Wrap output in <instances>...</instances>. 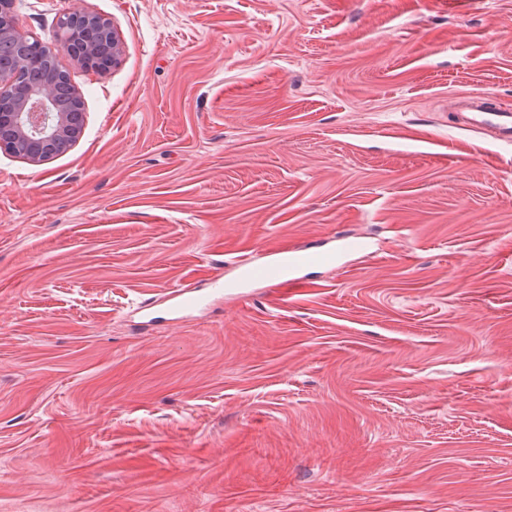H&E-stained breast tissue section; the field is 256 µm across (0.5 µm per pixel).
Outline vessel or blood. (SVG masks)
Instances as JSON below:
<instances>
[{
  "mask_svg": "<svg viewBox=\"0 0 512 512\" xmlns=\"http://www.w3.org/2000/svg\"><path fill=\"white\" fill-rule=\"evenodd\" d=\"M457 104L464 126L490 133L496 141L512 143V109L502 107L489 95H461L457 98ZM335 261L332 252L310 247L281 252L278 257L263 263L244 259L239 264V270L246 281L274 282L293 288L303 285V269L330 265ZM170 298L176 311L188 312L195 310L202 303L204 296L196 287L180 285L171 289Z\"/></svg>",
  "mask_w": 512,
  "mask_h": 512,
  "instance_id": "b4317fda",
  "label": "vessel or blood"
}]
</instances>
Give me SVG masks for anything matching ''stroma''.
Masks as SVG:
<instances>
[{"label": "stroma", "mask_w": 512, "mask_h": 512, "mask_svg": "<svg viewBox=\"0 0 512 512\" xmlns=\"http://www.w3.org/2000/svg\"><path fill=\"white\" fill-rule=\"evenodd\" d=\"M79 141L0 149V512H512V0H14ZM370 252L303 288L237 256ZM229 290L184 321L166 289ZM462 124L490 133L496 141L512 143V109L502 107L493 96L465 94L455 97Z\"/></svg>", "instance_id": "obj_1"}]
</instances>
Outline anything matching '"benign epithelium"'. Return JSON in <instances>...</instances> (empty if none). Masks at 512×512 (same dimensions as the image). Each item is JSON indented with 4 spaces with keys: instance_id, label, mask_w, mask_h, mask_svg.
<instances>
[{
    "instance_id": "obj_1",
    "label": "benign epithelium",
    "mask_w": 512,
    "mask_h": 512,
    "mask_svg": "<svg viewBox=\"0 0 512 512\" xmlns=\"http://www.w3.org/2000/svg\"><path fill=\"white\" fill-rule=\"evenodd\" d=\"M106 22L81 10L64 14L59 30L50 42H37L22 61H0V148L32 163H40L69 150L79 140L84 123L82 100L74 91H65L61 80L68 74L55 68L33 87H19L21 65L41 66L46 57L65 53L87 68L106 69L118 62L121 46L112 40V59L103 65L90 62L92 46L79 45L71 32L79 27L103 29ZM28 44L12 16V0H0V50Z\"/></svg>"
}]
</instances>
